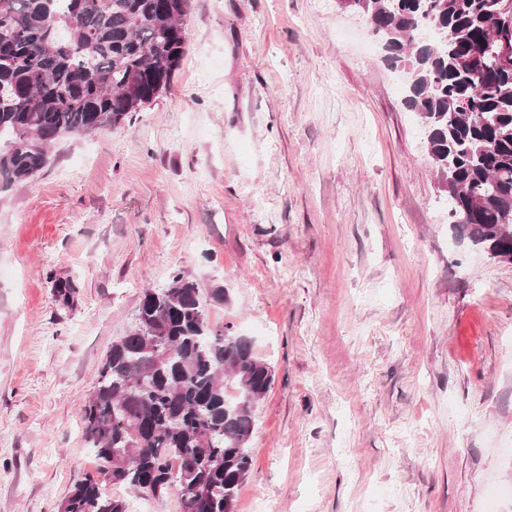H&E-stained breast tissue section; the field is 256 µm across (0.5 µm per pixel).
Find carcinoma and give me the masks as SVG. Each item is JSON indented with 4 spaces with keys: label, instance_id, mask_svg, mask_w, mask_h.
Instances as JSON below:
<instances>
[{
    "label": "carcinoma",
    "instance_id": "obj_1",
    "mask_svg": "<svg viewBox=\"0 0 512 512\" xmlns=\"http://www.w3.org/2000/svg\"><path fill=\"white\" fill-rule=\"evenodd\" d=\"M187 0H0V194L49 163L51 143L121 124L167 89L187 41ZM407 70L448 216L492 258L512 253V0H346ZM438 38L425 42L421 28ZM271 365L232 325L212 329L180 273L144 291L83 408L100 476L61 512H128L104 485L181 512H237L254 412Z\"/></svg>",
    "mask_w": 512,
    "mask_h": 512
}]
</instances>
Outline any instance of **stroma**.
<instances>
[{"label":"stroma","mask_w":512,"mask_h":512,"mask_svg":"<svg viewBox=\"0 0 512 512\" xmlns=\"http://www.w3.org/2000/svg\"><path fill=\"white\" fill-rule=\"evenodd\" d=\"M184 22L165 91L0 196V512L101 469L84 403L176 273L273 369L237 512H512V264L449 224L381 46L336 0Z\"/></svg>","instance_id":"1"}]
</instances>
